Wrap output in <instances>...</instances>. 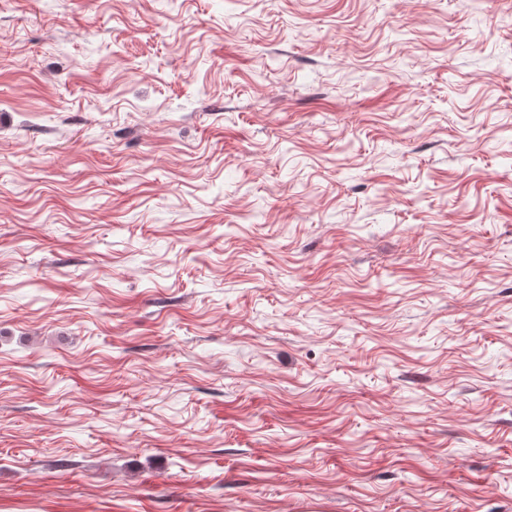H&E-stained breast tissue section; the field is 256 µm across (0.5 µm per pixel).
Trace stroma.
<instances>
[{"mask_svg":"<svg viewBox=\"0 0 512 512\" xmlns=\"http://www.w3.org/2000/svg\"><path fill=\"white\" fill-rule=\"evenodd\" d=\"M0 512H512V0H0Z\"/></svg>","mask_w":512,"mask_h":512,"instance_id":"1","label":"stroma"}]
</instances>
